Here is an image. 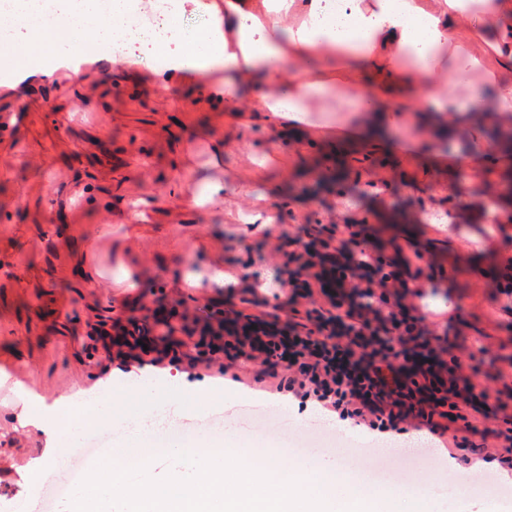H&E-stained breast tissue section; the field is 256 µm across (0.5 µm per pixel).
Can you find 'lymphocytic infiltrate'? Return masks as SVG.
<instances>
[{
  "label": "lymphocytic infiltrate",
  "instance_id": "f902f5d3",
  "mask_svg": "<svg viewBox=\"0 0 512 512\" xmlns=\"http://www.w3.org/2000/svg\"><path fill=\"white\" fill-rule=\"evenodd\" d=\"M289 269L287 323L235 309L205 331L229 361L262 360L256 383L271 394L313 402L324 414L378 433L426 431L443 452L468 447L489 418L488 389L473 384L459 358L443 359L425 329L418 267L422 252L396 246L393 257L366 244L361 224H338L280 243ZM117 357L129 336L166 340L169 319L147 314L115 322Z\"/></svg>",
  "mask_w": 512,
  "mask_h": 512
}]
</instances>
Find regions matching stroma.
Wrapping results in <instances>:
<instances>
[{
    "label": "stroma",
    "mask_w": 512,
    "mask_h": 512,
    "mask_svg": "<svg viewBox=\"0 0 512 512\" xmlns=\"http://www.w3.org/2000/svg\"><path fill=\"white\" fill-rule=\"evenodd\" d=\"M476 15L457 18L443 56L501 42L503 26ZM78 64L43 77L26 58L0 76V417L24 407L45 429L0 433V502L12 497L15 512H42L49 446L76 448L93 432L102 458L121 457L133 443L124 425L159 399L172 417L156 423L157 444L175 437L190 448L267 454L285 468L310 461L343 470L377 512H433L441 492L446 512H512V499L478 486L487 470L512 492V480L484 461L497 443L495 421L454 458L425 457L406 481L414 451L402 436L350 426L352 447H337L334 425L316 426L313 410L225 377L223 355L196 337L175 333L156 350L161 365L129 367L99 334L136 314L144 294L202 323L247 297L254 309L287 318V292H255L248 280L227 289L211 274L232 267L272 279L283 264L281 239L346 220L365 224L383 255L397 243L417 246L427 278L422 307L459 312L436 327L440 345L474 383L494 392L512 386V223H488L485 213L495 204L512 214L502 177L512 165L501 146L512 112L498 110L484 70L456 90L464 98L484 86L479 111H420L417 92L399 83L390 92L398 111L372 126L352 101L378 75L358 61L287 67L275 84L241 71L229 106L220 72L200 80L146 66L130 51L117 63L83 53ZM318 74L330 92L307 99L301 122L260 111L259 95L276 94L279 82ZM211 186L221 189L216 201L195 206ZM273 204L282 223L241 222L242 213ZM81 253L98 268L94 283L84 281ZM192 277L200 287L189 286ZM95 404L108 419L85 422L73 437L56 433L58 406ZM380 457L394 474L374 480Z\"/></svg>",
    "instance_id": "stroma-1"
}]
</instances>
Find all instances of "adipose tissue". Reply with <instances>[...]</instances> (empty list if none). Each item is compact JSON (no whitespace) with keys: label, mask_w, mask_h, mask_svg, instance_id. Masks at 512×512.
Returning a JSON list of instances; mask_svg holds the SVG:
<instances>
[{"label":"adipose tissue","mask_w":512,"mask_h":512,"mask_svg":"<svg viewBox=\"0 0 512 512\" xmlns=\"http://www.w3.org/2000/svg\"><path fill=\"white\" fill-rule=\"evenodd\" d=\"M246 0H225L224 11L213 14L203 32L187 37L173 62L177 72L208 75L224 74V93L235 100V81L241 70L251 71L262 81L275 79L284 64L297 67L313 65L315 52L332 48L329 62L363 60L377 71L386 73L390 81L407 79L411 83H428L427 97L437 112H475L483 100L482 87H474L469 99L458 98L451 88L429 84L432 63L437 50L448 43V30L457 14L462 13V0H447L445 10L419 13L415 0H403L400 8H392L390 0H376L372 9H357V31L342 35L332 27L315 24L290 28L281 15L282 4L274 0L269 9L276 15L270 27L251 21ZM419 15L420 27L406 23L409 15ZM31 42L47 46L59 63L75 54L70 32L52 20L34 16L28 19ZM412 57L408 69H401L402 57Z\"/></svg>","instance_id":"ef3b65f1"}]
</instances>
